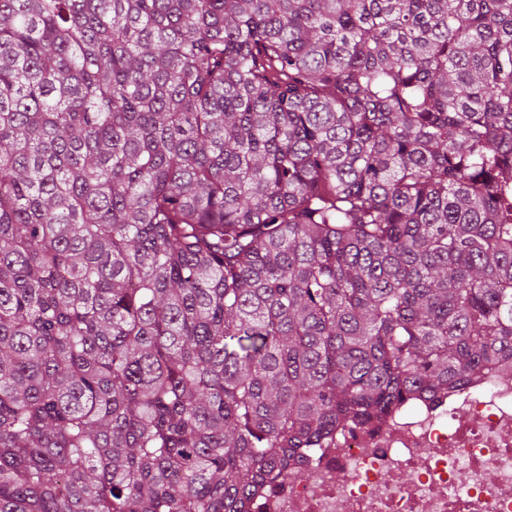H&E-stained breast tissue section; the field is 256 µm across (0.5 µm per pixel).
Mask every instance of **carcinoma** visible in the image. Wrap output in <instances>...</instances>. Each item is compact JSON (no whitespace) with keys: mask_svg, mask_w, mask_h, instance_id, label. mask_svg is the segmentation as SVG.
I'll list each match as a JSON object with an SVG mask.
<instances>
[{"mask_svg":"<svg viewBox=\"0 0 512 512\" xmlns=\"http://www.w3.org/2000/svg\"><path fill=\"white\" fill-rule=\"evenodd\" d=\"M512 370V0H0V512H246Z\"/></svg>","mask_w":512,"mask_h":512,"instance_id":"obj_1","label":"carcinoma"}]
</instances>
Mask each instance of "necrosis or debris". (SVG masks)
Segmentation results:
<instances>
[{
	"instance_id": "necrosis-or-debris-1",
	"label": "necrosis or debris",
	"mask_w": 512,
	"mask_h": 512,
	"mask_svg": "<svg viewBox=\"0 0 512 512\" xmlns=\"http://www.w3.org/2000/svg\"><path fill=\"white\" fill-rule=\"evenodd\" d=\"M248 512H512V373L339 430Z\"/></svg>"
}]
</instances>
